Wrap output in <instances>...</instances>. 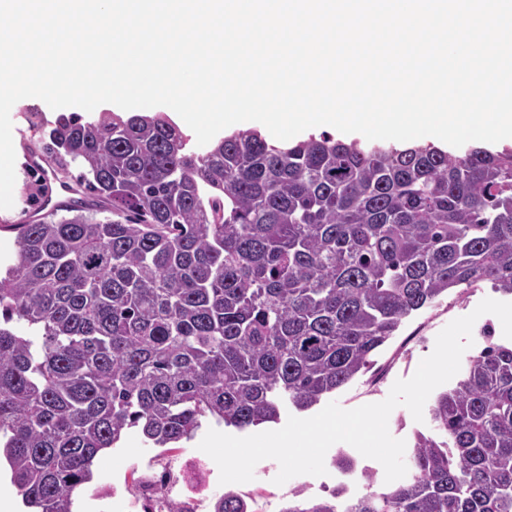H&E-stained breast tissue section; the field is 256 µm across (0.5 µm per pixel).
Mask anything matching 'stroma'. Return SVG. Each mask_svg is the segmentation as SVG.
I'll use <instances>...</instances> for the list:
<instances>
[{
    "label": "stroma",
    "mask_w": 512,
    "mask_h": 512,
    "mask_svg": "<svg viewBox=\"0 0 512 512\" xmlns=\"http://www.w3.org/2000/svg\"><path fill=\"white\" fill-rule=\"evenodd\" d=\"M42 113L45 122L58 117L44 101L25 98L11 109L12 135L16 155L14 205L0 209V265L13 260L18 247L12 224H20L37 214L50 173L33 167L24 157V143L38 142L41 131L30 127L28 112ZM490 284L483 283L466 291L452 290L435 306L423 309L406 318L397 334L371 358L369 368L333 396L342 408L353 409L368 403L383 401L397 379L410 378L420 361L431 354L437 334L452 320L471 313L486 298L494 297ZM156 448L144 442L139 433H128L109 454H98L93 462V479L77 494L74 512H112L95 500L94 495L122 475V463L133 464L156 455Z\"/></svg>",
    "instance_id": "obj_1"
}]
</instances>
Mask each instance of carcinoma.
Returning a JSON list of instances; mask_svg holds the SVG:
<instances>
[{"label": "carcinoma", "instance_id": "cac0c4a2", "mask_svg": "<svg viewBox=\"0 0 512 512\" xmlns=\"http://www.w3.org/2000/svg\"><path fill=\"white\" fill-rule=\"evenodd\" d=\"M188 142L160 112H105L62 115L29 147L64 180L83 168L73 216L10 225L0 276V452L36 512H71L132 430L171 449L204 418L277 422L449 289L512 296V148ZM491 338L436 395L406 480L297 489L282 512H512V345ZM248 509L231 490L213 505Z\"/></svg>", "mask_w": 512, "mask_h": 512}]
</instances>
